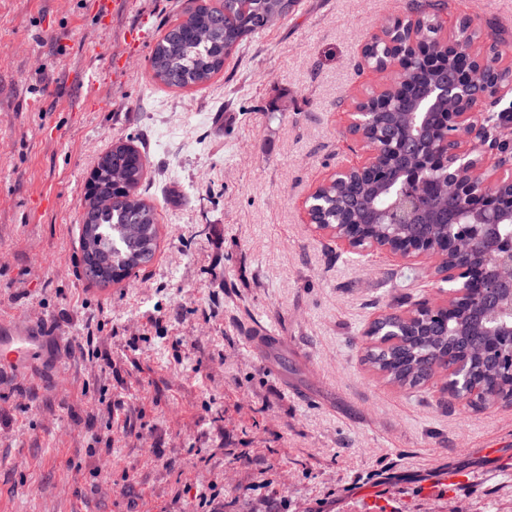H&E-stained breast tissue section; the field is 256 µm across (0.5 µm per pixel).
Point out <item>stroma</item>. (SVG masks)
<instances>
[{
  "instance_id": "35a3bbf8",
  "label": "stroma",
  "mask_w": 512,
  "mask_h": 512,
  "mask_svg": "<svg viewBox=\"0 0 512 512\" xmlns=\"http://www.w3.org/2000/svg\"><path fill=\"white\" fill-rule=\"evenodd\" d=\"M410 3L299 0L175 89L150 55L185 0H0V321L64 358L0 378V512H512V406L365 361L371 321L439 297L434 262L307 222L313 189L364 158L346 112L383 81L360 49ZM463 14L512 46V0H448L444 31ZM118 140L148 158L159 239L104 286L79 224ZM262 330L278 344L256 349Z\"/></svg>"
}]
</instances>
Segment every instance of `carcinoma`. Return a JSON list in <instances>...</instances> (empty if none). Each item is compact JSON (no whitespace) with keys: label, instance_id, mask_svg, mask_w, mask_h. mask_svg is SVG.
Returning a JSON list of instances; mask_svg holds the SVG:
<instances>
[{"label":"carcinoma","instance_id":"carcinoma-1","mask_svg":"<svg viewBox=\"0 0 512 512\" xmlns=\"http://www.w3.org/2000/svg\"><path fill=\"white\" fill-rule=\"evenodd\" d=\"M297 0H188L185 19L170 26L150 56L154 78L175 88L208 82L224 68V60L251 35L265 28L269 16H285ZM146 154L117 141L102 155L91 178L82 216L83 275L102 281L100 263L112 262V272L130 273L151 261L158 241L154 208L141 198L139 187ZM340 210L358 219L359 205L368 194L360 184L338 190ZM365 235L400 237L420 232L413 224H366ZM448 345V330L435 323L418 330L400 345L373 347L367 361L388 381L414 389L430 380L438 365L437 353Z\"/></svg>","mask_w":512,"mask_h":512}]
</instances>
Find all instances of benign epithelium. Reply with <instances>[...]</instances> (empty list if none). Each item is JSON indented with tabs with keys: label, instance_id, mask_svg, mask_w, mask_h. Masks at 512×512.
<instances>
[{
	"label": "benign epithelium",
	"instance_id": "1",
	"mask_svg": "<svg viewBox=\"0 0 512 512\" xmlns=\"http://www.w3.org/2000/svg\"><path fill=\"white\" fill-rule=\"evenodd\" d=\"M380 43L389 48L380 69L386 83L354 103L347 125V132L362 141L365 157L336 169L330 181L341 185L359 180L380 193L394 191L391 223L445 224L448 238L439 241L425 234L413 242L396 238L362 247L364 236L319 221L317 213L325 205L318 188L307 199L308 221L354 252L379 248L405 260L448 259L446 266L436 265L448 284L445 299L416 304L407 318L422 323L442 315L448 320V336H464L469 330L483 337L468 350L448 344L441 366L448 368L449 399L485 409L486 391L471 377L469 359L478 357L502 381L512 379V235L502 232V224L512 222V157L499 135L482 128L479 115L511 93L512 82L490 81L499 66L478 51L470 33L447 36L437 26L430 37L418 12L391 16L361 54ZM415 58L444 76L413 90L415 103L427 106L407 113L405 131L393 134L376 119L386 114L389 96L407 91L404 73ZM431 166L445 170L446 185L439 188L426 177Z\"/></svg>",
	"mask_w": 512,
	"mask_h": 512
}]
</instances>
